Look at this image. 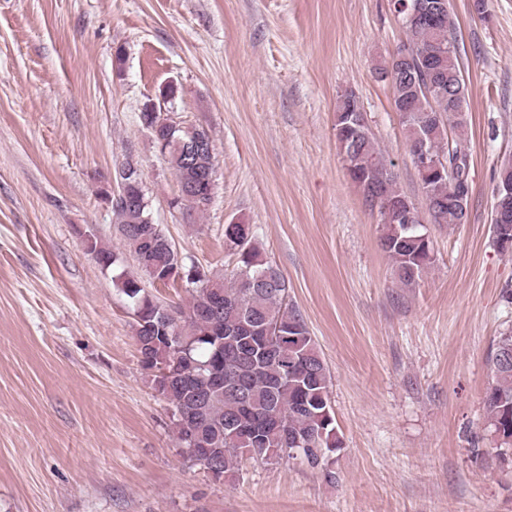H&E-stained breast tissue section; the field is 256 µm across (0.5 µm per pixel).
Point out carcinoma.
Segmentation results:
<instances>
[{
  "instance_id": "carcinoma-1",
  "label": "carcinoma",
  "mask_w": 512,
  "mask_h": 512,
  "mask_svg": "<svg viewBox=\"0 0 512 512\" xmlns=\"http://www.w3.org/2000/svg\"><path fill=\"white\" fill-rule=\"evenodd\" d=\"M409 59L405 75L393 77L395 111L406 129L409 146L419 138L447 152L449 164L460 160L457 147H468L466 84L458 54L457 24L449 8L439 7L433 16L423 13L404 19ZM355 93L339 97L336 106V141L340 155L354 163L352 175L363 198L373 189L382 192L377 205L384 224L381 246L398 281L410 286L434 262L424 219L413 208V223L402 213L410 198L398 182L395 165L386 162L374 138L352 139L346 125L353 112ZM166 160L178 182L192 194L206 192L205 170L191 168L178 150ZM427 213L433 224H464L468 219L472 188L460 197V185L448 174L417 171ZM143 187L127 188L129 201L111 203L118 231L132 249L139 270L151 279V271L165 273L175 258L168 238L153 221ZM224 236L236 250L234 268L220 277L210 275L211 287L192 285L191 297L181 306L154 302L139 277L123 272L115 276L127 298L134 319L141 367L171 406L177 440L186 456L205 462L188 442L189 422L196 435L212 444L204 449L218 470V479H234L242 461L273 463L299 459L332 478L333 455L341 448L331 404L330 371L310 336L306 322L288 305V280L263 257L248 224H227ZM179 315L181 333L166 332L168 314ZM512 329L500 334L488 358L491 381L484 397L487 428L505 445L492 454L473 449L481 464L512 467ZM238 427L236 443H224V424Z\"/></svg>"
}]
</instances>
